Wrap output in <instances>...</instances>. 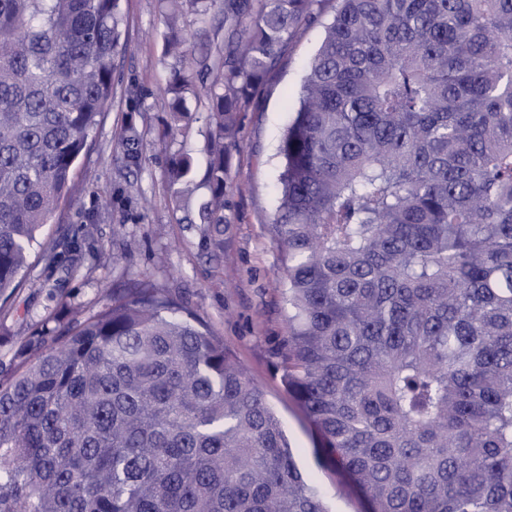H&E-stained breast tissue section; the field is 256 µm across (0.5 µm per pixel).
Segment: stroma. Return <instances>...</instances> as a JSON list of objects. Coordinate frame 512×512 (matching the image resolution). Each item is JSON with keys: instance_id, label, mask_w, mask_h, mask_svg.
Masks as SVG:
<instances>
[{"instance_id": "obj_1", "label": "stroma", "mask_w": 512, "mask_h": 512, "mask_svg": "<svg viewBox=\"0 0 512 512\" xmlns=\"http://www.w3.org/2000/svg\"><path fill=\"white\" fill-rule=\"evenodd\" d=\"M322 0L314 19L282 48L277 65L239 115L238 145L228 160L224 212L232 226L221 240L191 224L209 196L201 180L210 125L204 99L189 102L190 122L166 142L157 135L169 118L167 80L174 60L164 53L160 0H122L127 49L115 59L112 98L89 136L69 198L34 243L23 286L0 315V369L9 368L17 339L44 319L77 308L92 315L113 289L149 283L181 296L224 339L264 392L296 451V462L330 512H367V502L325 459L304 413L282 381L279 351L286 309L280 253L269 226L280 196L277 149L298 106L303 77L334 16ZM140 135V163L125 167L126 125ZM190 155L198 173L175 197L168 180L172 156Z\"/></svg>"}]
</instances>
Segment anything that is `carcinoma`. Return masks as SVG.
I'll return each instance as SVG.
<instances>
[{
    "label": "carcinoma",
    "mask_w": 512,
    "mask_h": 512,
    "mask_svg": "<svg viewBox=\"0 0 512 512\" xmlns=\"http://www.w3.org/2000/svg\"><path fill=\"white\" fill-rule=\"evenodd\" d=\"M168 133L239 113L321 0H164ZM279 145L283 382L368 512H512V0H336ZM221 19L198 55L184 5ZM120 0H0V296L112 99ZM137 129L122 146L139 164ZM172 182L194 174L182 154ZM0 377V512H329L264 393L169 290L45 319Z\"/></svg>",
    "instance_id": "1"
}]
</instances>
